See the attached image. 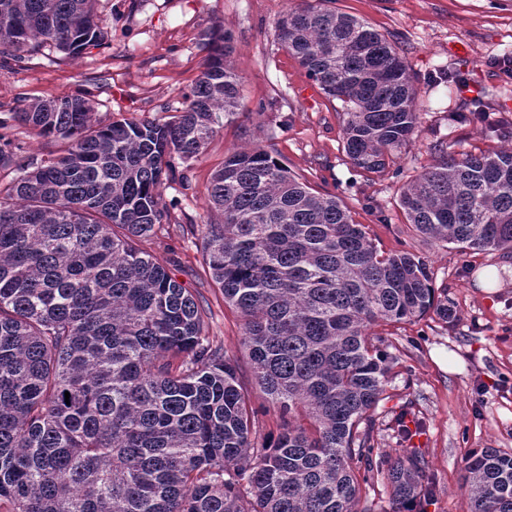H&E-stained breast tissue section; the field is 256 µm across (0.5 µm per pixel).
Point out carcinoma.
I'll use <instances>...</instances> for the list:
<instances>
[{"instance_id": "cac0c4a2", "label": "carcinoma", "mask_w": 512, "mask_h": 512, "mask_svg": "<svg viewBox=\"0 0 512 512\" xmlns=\"http://www.w3.org/2000/svg\"><path fill=\"white\" fill-rule=\"evenodd\" d=\"M331 2L288 5L274 37L341 102L351 165L381 177L417 127L416 79L395 42ZM96 3L0 0V54L99 45ZM199 45L203 69L167 120L103 123L73 94L11 114L64 148L0 187V512H361L356 473H382L370 412L394 361L374 328L456 320L423 258L379 252L336 195L265 147L228 154L207 187L220 220L202 225L201 246L283 420L258 441L238 360L144 249L169 223L174 159L196 158L240 111L232 37L215 24ZM8 128L0 169L22 150ZM399 205L417 233L459 252H512V148L442 156ZM386 478L391 512H424L435 483L418 455ZM465 484V512H512V453L472 452Z\"/></svg>"}]
</instances>
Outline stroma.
<instances>
[{"mask_svg":"<svg viewBox=\"0 0 512 512\" xmlns=\"http://www.w3.org/2000/svg\"><path fill=\"white\" fill-rule=\"evenodd\" d=\"M288 0H99L104 45L67 57L56 52L0 64V118L34 99L83 94L97 118H163L183 110L203 60L199 35L222 24L234 37L230 62L241 78V113L165 183L168 235L147 251L191 288L214 345L237 358L240 381L262 415L260 436H274L281 419L266 409L240 345L241 320L224 302L200 250L198 226L212 217L206 190L225 155L254 145L272 147L317 191L337 195L356 223L385 253L409 251L427 261L436 288L457 313L388 326L398 357L385 398L376 408V447L420 455L436 482L426 512H464L465 460L479 448L512 452V254L460 253L416 236L399 206V188L431 166L441 151L477 152L512 145L492 125H512V78L498 63L512 59V0H336L337 10L367 21L396 42L418 80L420 120L401 151L398 174L367 181L342 149L344 115L274 39ZM460 71L467 89L448 82ZM482 100L486 123L456 125L448 115ZM497 266L496 287L478 275ZM412 432L404 440L398 424Z\"/></svg>","mask_w":512,"mask_h":512,"instance_id":"obj_1","label":"stroma"}]
</instances>
